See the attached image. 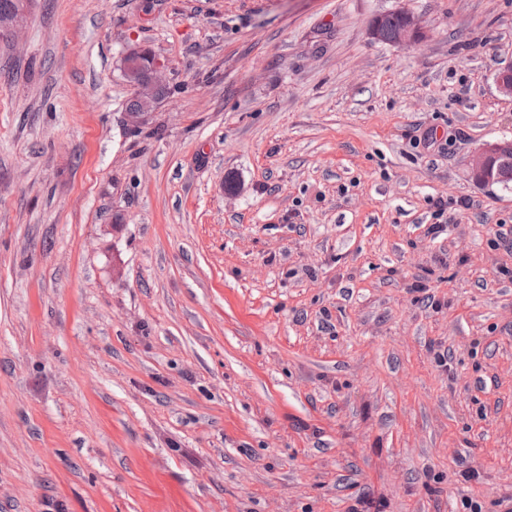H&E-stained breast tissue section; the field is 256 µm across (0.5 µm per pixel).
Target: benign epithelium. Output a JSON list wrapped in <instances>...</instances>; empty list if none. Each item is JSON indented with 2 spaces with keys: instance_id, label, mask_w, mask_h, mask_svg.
<instances>
[{
  "instance_id": "obj_1",
  "label": "benign epithelium",
  "mask_w": 512,
  "mask_h": 512,
  "mask_svg": "<svg viewBox=\"0 0 512 512\" xmlns=\"http://www.w3.org/2000/svg\"><path fill=\"white\" fill-rule=\"evenodd\" d=\"M27 19L24 8L16 13L0 19V33L13 32ZM422 35L418 19L408 13L404 23L399 28L393 44L405 46L417 41ZM123 66L128 76V82L134 89L135 96L140 102V109L129 111L126 114V126L129 129L141 127L154 107L155 91L163 86L161 74L162 64L148 49L134 46L125 53ZM508 165L512 163V144L509 142H495L483 146L478 150L470 162V175L480 184H490L499 178V169L496 163Z\"/></svg>"
}]
</instances>
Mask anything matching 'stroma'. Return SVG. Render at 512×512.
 Instances as JSON below:
<instances>
[{"label": "stroma", "instance_id": "stroma-1", "mask_svg": "<svg viewBox=\"0 0 512 512\" xmlns=\"http://www.w3.org/2000/svg\"><path fill=\"white\" fill-rule=\"evenodd\" d=\"M394 9L418 41L371 38ZM134 43L166 85L136 133ZM510 62L512 0H31L0 512H502L512 188L469 162L512 136Z\"/></svg>", "mask_w": 512, "mask_h": 512}]
</instances>
